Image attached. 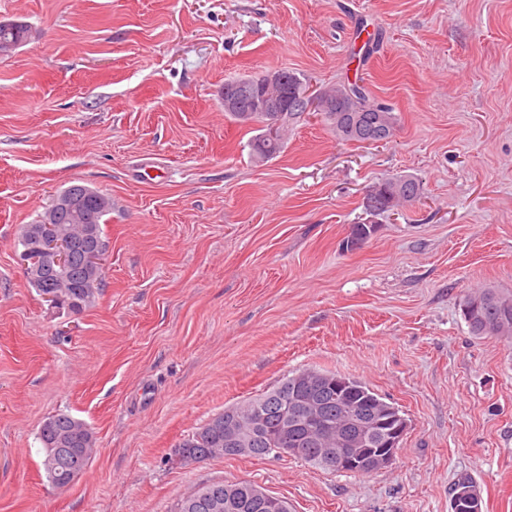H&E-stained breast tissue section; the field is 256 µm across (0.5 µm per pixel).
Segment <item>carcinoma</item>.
Segmentation results:
<instances>
[{
  "label": "carcinoma",
  "instance_id": "obj_1",
  "mask_svg": "<svg viewBox=\"0 0 512 512\" xmlns=\"http://www.w3.org/2000/svg\"><path fill=\"white\" fill-rule=\"evenodd\" d=\"M31 34L29 25L24 22H11L0 25V44L3 42L24 43ZM281 81L267 84L264 77L229 80L225 86L240 91V106L229 113L242 124H260L267 129L277 126V136H257L251 142V155L254 161L265 162L281 152L285 145L288 126L300 122L302 112H264L262 103L277 98L288 103L296 94H303L309 84L294 72L280 71ZM323 96L336 104V111H325L323 117L336 134L345 142L371 145L382 138L393 136L397 117L391 108L374 102L366 88L356 82L339 83L325 91ZM421 198L420 183L412 177H402L375 185L366 197L365 207H373L375 214L395 211L410 205ZM376 233L372 224H354L343 243V248L353 250L362 246ZM72 280L77 287L70 289L67 298L75 301L71 310L80 312L90 306L98 290L87 291L79 284L83 280L81 256L74 258ZM461 313L470 332L475 336H495L512 340V294L493 286L480 288L470 293L461 304ZM302 369L287 377L271 390L236 405L239 413L238 430L253 438V446L247 456L264 458L271 454L280 456L281 448H299L298 459L318 468L330 469V464L322 454L327 444H317L315 439L325 431H333L335 442L332 447L346 454L355 452L359 444L350 436L344 426L351 420V414L365 409L385 410L391 404L385 402L367 384L356 379L341 376L330 371L312 370L322 377L320 387L330 395L324 408L316 418L304 415L294 426L286 429L275 417H268L260 432L253 430V415L261 403L275 395L277 390L306 397L315 392L313 383L302 377ZM39 438L43 444L44 457L56 456L53 473L46 474L48 481L56 488H66L76 474L82 473L89 465L96 445V438L85 421L69 414H58L49 418L41 427ZM227 448L224 431V413L210 418L191 436L178 444L177 456L185 463L207 459L232 457ZM257 486L249 481L226 483L212 482L199 486L184 495L175 505L174 512H209L198 501L202 493L228 498L233 496L237 504L231 512H267L265 507L252 498Z\"/></svg>",
  "mask_w": 512,
  "mask_h": 512
}]
</instances>
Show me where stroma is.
<instances>
[{"mask_svg":"<svg viewBox=\"0 0 512 512\" xmlns=\"http://www.w3.org/2000/svg\"><path fill=\"white\" fill-rule=\"evenodd\" d=\"M1 21L31 37L0 54V512H171L220 480L292 512H451L463 474L482 512H512V342L471 335L460 307L512 292V0H0ZM354 53L392 139L344 142L311 112L255 162L225 81L288 69L315 91ZM402 176L420 201L370 217L369 190ZM77 183L112 213L102 290L75 314L44 301L16 244ZM306 368L399 409L391 465L174 456ZM60 413L97 438L65 489L38 438Z\"/></svg>","mask_w":512,"mask_h":512,"instance_id":"obj_1","label":"stroma"}]
</instances>
